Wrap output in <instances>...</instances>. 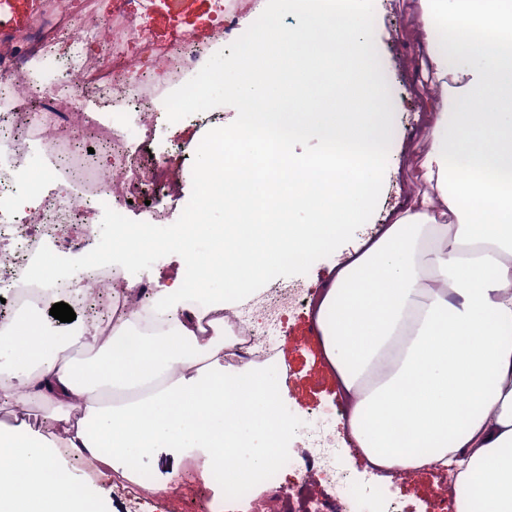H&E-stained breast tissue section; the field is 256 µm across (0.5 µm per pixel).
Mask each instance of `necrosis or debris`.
Masks as SVG:
<instances>
[{"mask_svg": "<svg viewBox=\"0 0 512 512\" xmlns=\"http://www.w3.org/2000/svg\"><path fill=\"white\" fill-rule=\"evenodd\" d=\"M152 9L153 0H33L31 20L39 38L25 30L0 34V201L21 191H38L39 182L26 175L35 146H42L51 166L64 173L73 169L75 158L86 157L88 147L104 142L112 147L109 168L92 164L84 172L89 190L58 192L38 212L21 218L0 209V232H10L17 241L11 262L0 263V288L8 291V305L41 309L54 303V289L25 284L23 275L44 236L54 234L57 225L78 223L103 206L127 201V183H135L142 196L160 189L152 174L131 163L123 132L81 110L83 97L99 84L122 83L132 90L122 103V118L148 128L155 116L152 89L175 75L195 72L211 37L193 30L181 31L170 43L147 45L152 68L133 71L126 46ZM59 44L65 47L59 76L50 83L38 82L26 68L29 55ZM85 286L86 301H105L121 314L130 311L128 287L144 289L108 266L94 269ZM276 344L274 332H258L247 316L225 311V366L268 362Z\"/></svg>", "mask_w": 512, "mask_h": 512, "instance_id": "obj_1", "label": "necrosis or debris"}]
</instances>
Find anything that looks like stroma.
Here are the masks:
<instances>
[{
	"label": "stroma",
	"instance_id": "stroma-1",
	"mask_svg": "<svg viewBox=\"0 0 512 512\" xmlns=\"http://www.w3.org/2000/svg\"><path fill=\"white\" fill-rule=\"evenodd\" d=\"M418 13V0H374L375 46L382 69L390 73L398 107L383 186L373 215L350 241L329 257L316 261L307 274L275 278L260 290L264 303L253 310L252 319L257 326L274 328L278 336L272 365L281 383L275 398L290 417L292 431L278 462L276 482L251 496L225 497L224 512H276L280 492L297 489L305 475L329 512H334L336 487L327 480L311 441L302 433L318 417L330 421L348 497L362 502L366 512H455L451 493L441 490L439 471H416L406 483L366 468L359 450L351 446L344 409L319 348L310 312L329 279L330 265L346 263L360 253L365 241L378 237L393 223L408 197L424 188L421 181L415 180L412 167L430 145L425 102L433 88L425 79L428 56L410 37L397 35L398 30L408 29ZM211 14V0H157L139 42L130 46L132 63H147L143 43H164L175 32L207 27ZM217 111L214 118L201 112L173 124L162 113L148 133L126 124L137 166L158 169L165 188L148 201L118 206V213L147 223L157 218L165 224L178 220L191 197L190 171L202 138L215 121L237 117L236 109L230 105L218 106Z\"/></svg>",
	"mask_w": 512,
	"mask_h": 512
}]
</instances>
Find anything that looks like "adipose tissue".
Here are the masks:
<instances>
[{"label":"adipose tissue","mask_w":512,"mask_h":512,"mask_svg":"<svg viewBox=\"0 0 512 512\" xmlns=\"http://www.w3.org/2000/svg\"><path fill=\"white\" fill-rule=\"evenodd\" d=\"M462 0H419L409 34L427 50L442 99L428 100L431 143L417 168L430 193L415 195L393 224L339 268L321 292L315 323L344 405L350 438L381 470L451 468L455 512H512V38L476 45L457 22ZM368 112L343 127L297 123L324 142L348 141L364 183L337 193L303 243L266 242L273 261H302L359 223L385 150L386 103L366 90ZM482 104L479 112L469 111ZM187 251L183 286L159 291L149 310L169 330L141 339L135 318L103 332L98 322L62 339L13 342L0 326V402L22 391L51 406L44 425L0 426V458L13 465L0 500L59 495L70 512H104L109 491L78 475L91 458L142 489L156 484L141 461L163 445L191 457L216 493L269 479L290 420L274 399L257 408L244 389L267 373L224 370V299H254L261 269L225 263L196 279ZM92 339L91 360L70 345ZM249 433L227 469L224 429Z\"/></svg>","instance_id":"ef3b65f1"}]
</instances>
